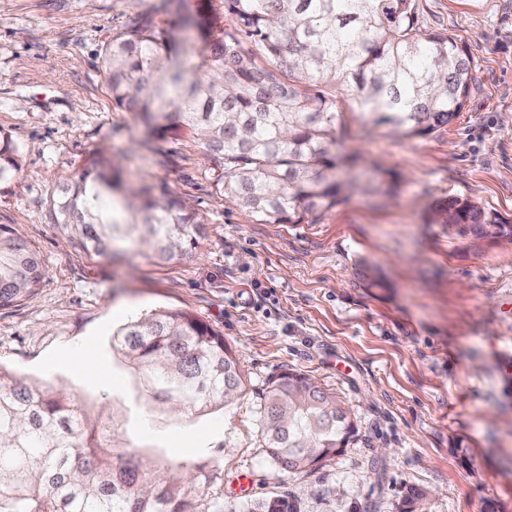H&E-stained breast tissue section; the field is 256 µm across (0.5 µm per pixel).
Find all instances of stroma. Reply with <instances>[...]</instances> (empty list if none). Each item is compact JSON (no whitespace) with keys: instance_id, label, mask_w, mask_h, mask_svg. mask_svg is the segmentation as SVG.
<instances>
[{"instance_id":"obj_1","label":"stroma","mask_w":512,"mask_h":512,"mask_svg":"<svg viewBox=\"0 0 512 512\" xmlns=\"http://www.w3.org/2000/svg\"><path fill=\"white\" fill-rule=\"evenodd\" d=\"M423 25L465 45L464 108L422 138L369 128L336 92V140L360 156L348 199L310 224H257L216 193L193 139H159L116 109L100 56L144 12L225 24L222 0H0V128L17 144L0 224L41 255L38 291L0 310V368L69 392L81 413L118 417L163 472L212 461L224 507L288 493L299 512H512V236L458 234L436 207L467 197L512 222V0H416ZM124 186L162 183L204 220L196 249L165 262L129 234L87 256L50 224L57 185L91 159ZM187 310L220 330L246 390L204 415L141 396L112 335ZM292 368L336 392L358 432L305 474L277 469L259 432L268 381ZM247 476L245 494L235 491Z\"/></svg>"}]
</instances>
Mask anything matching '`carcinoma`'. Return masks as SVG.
<instances>
[{
    "label": "carcinoma",
    "instance_id": "1",
    "mask_svg": "<svg viewBox=\"0 0 512 512\" xmlns=\"http://www.w3.org/2000/svg\"><path fill=\"white\" fill-rule=\"evenodd\" d=\"M229 24L205 33L178 13L181 61L168 65V30L151 14L129 21L101 55L114 107L173 136L196 139L209 180L257 224H299L346 199L344 169L355 158L333 152L341 84L372 127L425 137L453 120L471 94L468 49L427 29L415 0H224ZM20 166L19 149L0 129V183ZM119 172L97 164L59 186L52 223L99 257L130 226L165 261L195 246L203 222L163 184L116 198ZM448 226L482 237L512 236V225L469 198H450ZM44 262L9 224H0V308L33 294ZM147 396L190 414L226 406L244 392L235 351L221 332L185 310L136 318L112 336ZM260 433L278 468L306 473L355 437L350 411L294 370L262 394ZM120 425L78 412L62 389L26 384L0 370V512H224L219 471L204 464L185 482L164 478L119 442ZM112 432V443L101 442ZM232 512H298L294 496L243 501Z\"/></svg>",
    "mask_w": 512,
    "mask_h": 512
}]
</instances>
